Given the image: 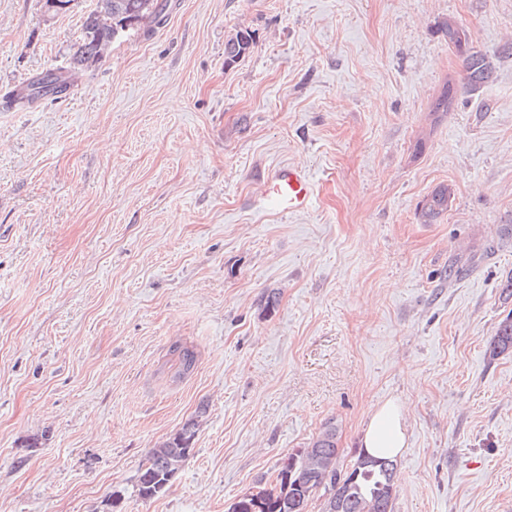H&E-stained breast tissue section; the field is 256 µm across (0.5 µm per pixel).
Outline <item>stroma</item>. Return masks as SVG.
I'll use <instances>...</instances> for the list:
<instances>
[{"label": "stroma", "instance_id": "1", "mask_svg": "<svg viewBox=\"0 0 512 512\" xmlns=\"http://www.w3.org/2000/svg\"><path fill=\"white\" fill-rule=\"evenodd\" d=\"M95 6L0 0V91L71 83L0 107V512H108L115 491L125 512H228L326 422L351 467L389 400L394 512H502L512 354L486 349L512 311V0H167L78 70ZM449 19L496 73L436 121L464 77ZM284 163L316 183L296 214L258 190ZM442 183L451 207L421 223ZM194 416L192 456L139 498ZM65 77L54 71H47L36 79L32 80L24 90L15 96L14 102L32 103L40 97L48 94H54L57 90L66 84ZM405 408L400 402L387 401L372 413L362 436L366 453L395 458L406 448ZM199 417L187 420L166 442L153 448L141 465L135 481V492L141 499L163 494L172 481L168 475L178 472L191 455L199 430Z\"/></svg>", "mask_w": 512, "mask_h": 512}]
</instances>
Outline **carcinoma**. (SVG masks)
Returning <instances> with one entry per match:
<instances>
[{"label": "carcinoma", "instance_id": "obj_1", "mask_svg": "<svg viewBox=\"0 0 512 512\" xmlns=\"http://www.w3.org/2000/svg\"><path fill=\"white\" fill-rule=\"evenodd\" d=\"M85 18L82 33L75 43L72 64L89 67L98 61L115 40V33L133 31L148 34L163 23L164 0H104ZM448 43L454 45L463 58L466 72L464 88L476 91L495 79V67L483 53L474 50L464 27L454 21L444 26ZM251 35L239 32L224 47L227 63L240 59L250 47ZM66 84L65 77L47 71L32 80L15 96L17 103H32L54 94ZM457 94L456 83L448 79L430 106L433 113L451 111ZM453 190L440 185L427 195L419 206L423 224H435L448 212ZM489 355L497 357L512 352V312L502 319L488 347ZM187 420L166 442L152 449L141 465L135 481V492L141 499L163 494L171 481L168 475L179 471L191 455L199 430L198 417ZM336 425L326 423L307 447L284 458L278 467L275 484L269 489L246 494L229 508V512H307L312 498L320 490L327 494L323 512H393L395 467L389 459H375L365 454L346 471L338 468Z\"/></svg>", "mask_w": 512, "mask_h": 512}]
</instances>
